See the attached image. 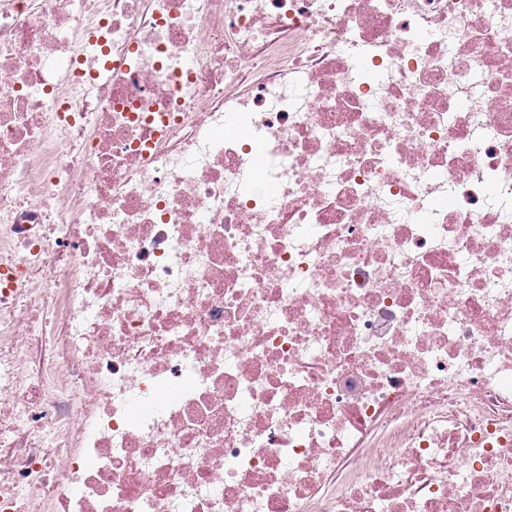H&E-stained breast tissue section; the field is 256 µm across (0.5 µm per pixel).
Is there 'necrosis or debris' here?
I'll return each mask as SVG.
<instances>
[{
  "instance_id": "4bbe7bcc",
  "label": "necrosis or debris",
  "mask_w": 512,
  "mask_h": 512,
  "mask_svg": "<svg viewBox=\"0 0 512 512\" xmlns=\"http://www.w3.org/2000/svg\"><path fill=\"white\" fill-rule=\"evenodd\" d=\"M0 512H512V0H0Z\"/></svg>"
}]
</instances>
